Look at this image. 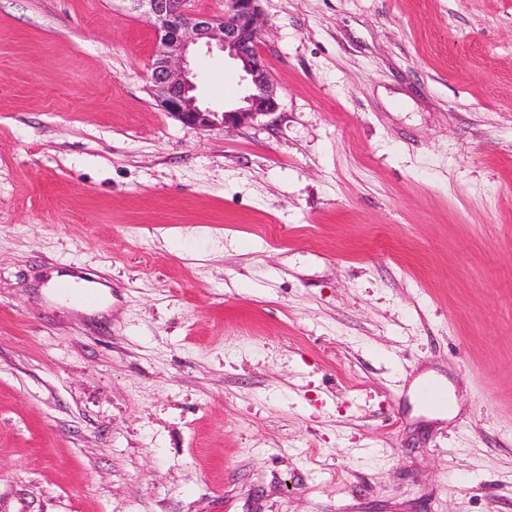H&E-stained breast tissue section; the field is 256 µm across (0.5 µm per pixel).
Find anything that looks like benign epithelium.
<instances>
[{
  "mask_svg": "<svg viewBox=\"0 0 512 512\" xmlns=\"http://www.w3.org/2000/svg\"><path fill=\"white\" fill-rule=\"evenodd\" d=\"M156 32L150 79L159 106L182 123L202 129L239 127L274 113L277 92L259 51V0H224L219 14L195 12L189 0H132ZM217 47L241 68L249 87L242 105L218 112L198 103L189 48Z\"/></svg>",
  "mask_w": 512,
  "mask_h": 512,
  "instance_id": "benign-epithelium-1",
  "label": "benign epithelium"
}]
</instances>
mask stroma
<instances>
[{
  "label": "stroma",
  "instance_id": "1",
  "mask_svg": "<svg viewBox=\"0 0 512 512\" xmlns=\"http://www.w3.org/2000/svg\"><path fill=\"white\" fill-rule=\"evenodd\" d=\"M259 9L226 131L129 0H0V512H512V0Z\"/></svg>",
  "mask_w": 512,
  "mask_h": 512
}]
</instances>
